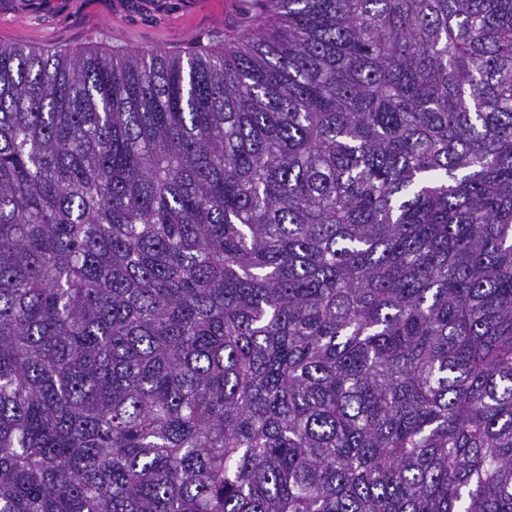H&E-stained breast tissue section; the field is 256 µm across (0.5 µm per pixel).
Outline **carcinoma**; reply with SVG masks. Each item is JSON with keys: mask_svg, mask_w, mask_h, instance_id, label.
Segmentation results:
<instances>
[{"mask_svg": "<svg viewBox=\"0 0 512 512\" xmlns=\"http://www.w3.org/2000/svg\"><path fill=\"white\" fill-rule=\"evenodd\" d=\"M246 15L0 44V512H512V0Z\"/></svg>", "mask_w": 512, "mask_h": 512, "instance_id": "carcinoma-1", "label": "carcinoma"}]
</instances>
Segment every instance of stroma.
Instances as JSON below:
<instances>
[{
    "label": "stroma",
    "mask_w": 512,
    "mask_h": 512,
    "mask_svg": "<svg viewBox=\"0 0 512 512\" xmlns=\"http://www.w3.org/2000/svg\"><path fill=\"white\" fill-rule=\"evenodd\" d=\"M240 0H0V42L53 52L220 49Z\"/></svg>",
    "instance_id": "obj_1"
}]
</instances>
